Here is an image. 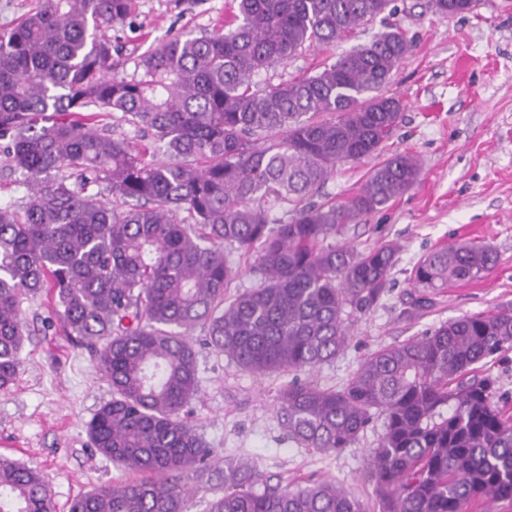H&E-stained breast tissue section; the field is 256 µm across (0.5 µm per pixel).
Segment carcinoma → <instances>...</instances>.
I'll use <instances>...</instances> for the list:
<instances>
[{
  "label": "carcinoma",
  "mask_w": 512,
  "mask_h": 512,
  "mask_svg": "<svg viewBox=\"0 0 512 512\" xmlns=\"http://www.w3.org/2000/svg\"><path fill=\"white\" fill-rule=\"evenodd\" d=\"M478 0H431L441 16ZM394 0H235L224 30L179 35L143 74L110 73L106 32L132 0H40L0 34L3 169L26 195L0 205V389L30 336L22 304L45 291L67 334L94 353L112 388L86 425L95 452L155 476L95 487L70 512H186L190 482L222 473L206 512H366L331 482L271 483L225 460L185 417L198 393L201 329L243 371L312 370L349 347L345 307L367 312L389 288L399 246L329 239L385 207L420 175L411 154L370 170L344 203L307 202L336 165L377 157L402 101L382 92L412 49L395 24L313 74L255 88L253 77L394 15ZM141 133L112 135V114ZM90 185L98 187L86 194ZM236 250L253 287L231 297ZM496 255L457 241L419 261L416 299L484 278ZM512 350V306L465 315L376 350L345 385L294 378L280 393L288 438L333 454L375 420L366 450L379 512H473L512 502V415L476 365ZM0 512H54L47 477L0 457Z\"/></svg>",
  "instance_id": "carcinoma-1"
}]
</instances>
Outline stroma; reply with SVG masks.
<instances>
[{"label": "stroma", "instance_id": "obj_1", "mask_svg": "<svg viewBox=\"0 0 512 512\" xmlns=\"http://www.w3.org/2000/svg\"><path fill=\"white\" fill-rule=\"evenodd\" d=\"M392 20L413 48L385 85L405 105L385 155L410 153L421 166L418 181L379 212L345 225L337 245L364 250L384 241L400 252L390 286L368 312H346L350 346L336 360L306 373L323 388L343 386L368 353L422 336L428 328L467 314L512 304V0H480L469 13L443 17L429 0H395ZM232 0H133L126 21L111 31L112 63L120 76L138 78L146 51L179 34L221 29ZM374 19L327 48L309 50L255 75L258 85L315 74L324 64L368 43L382 31ZM373 160L337 165L310 196L320 203L347 201L365 183ZM468 240L489 245L493 272L474 282L449 284L430 306L414 311L419 290L413 269L439 245ZM31 337L22 351L18 381L0 390V455L47 474L55 512L99 485L134 480L97 454L86 424L112 397L84 346L60 324L46 326L51 309L40 301L22 305ZM198 345V393L189 420L227 459L251 460L273 480L330 479L377 512L366 451L382 430L372 423L354 447L335 454L299 446L279 420L285 374L263 377L241 370L230 358Z\"/></svg>", "mask_w": 512, "mask_h": 512}]
</instances>
